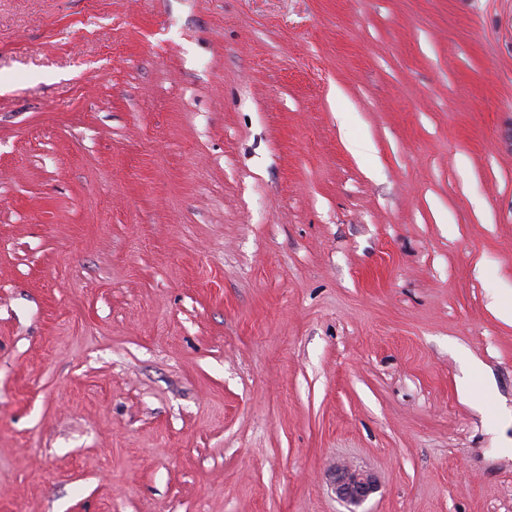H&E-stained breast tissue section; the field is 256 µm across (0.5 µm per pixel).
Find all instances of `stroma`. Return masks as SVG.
Wrapping results in <instances>:
<instances>
[{
    "instance_id": "obj_1",
    "label": "stroma",
    "mask_w": 512,
    "mask_h": 512,
    "mask_svg": "<svg viewBox=\"0 0 512 512\" xmlns=\"http://www.w3.org/2000/svg\"><path fill=\"white\" fill-rule=\"evenodd\" d=\"M512 0H0V512H512ZM333 487L338 499L359 506L377 489V484L371 474L345 466L336 469Z\"/></svg>"
}]
</instances>
